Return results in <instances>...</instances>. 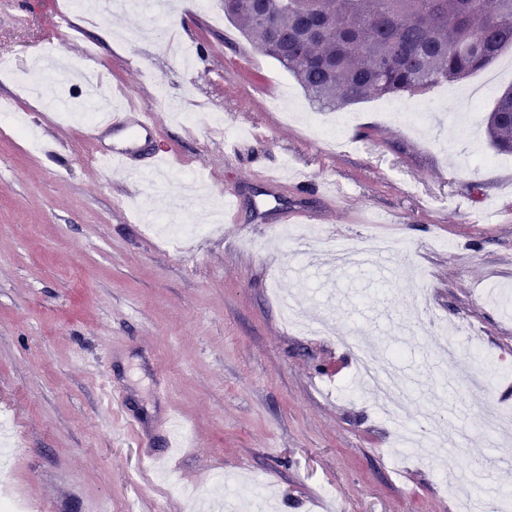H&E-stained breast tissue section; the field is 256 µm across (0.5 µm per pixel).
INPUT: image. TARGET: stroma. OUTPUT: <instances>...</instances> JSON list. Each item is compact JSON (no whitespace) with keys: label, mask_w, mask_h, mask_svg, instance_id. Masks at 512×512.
I'll return each instance as SVG.
<instances>
[{"label":"stroma","mask_w":512,"mask_h":512,"mask_svg":"<svg viewBox=\"0 0 512 512\" xmlns=\"http://www.w3.org/2000/svg\"><path fill=\"white\" fill-rule=\"evenodd\" d=\"M63 0H0V103L38 134L0 119V416L15 426L0 457V502L25 512H191L156 476L172 474L202 508L232 494L277 493L280 512H458L449 476L498 512L512 501L510 436L479 434L469 400L447 395L418 312L458 325L459 366L495 361L480 394L512 410V315L486 299L512 290V155L484 119L512 85V49L467 79L423 95L336 111L311 105L291 73L247 41L222 0H176L163 22L133 9L106 19ZM183 41L192 62L169 54ZM60 52L99 78L101 99L154 112L156 132L130 172H97L76 119L84 89L42 83L69 104L49 110L21 80L32 54ZM435 103L420 126L412 115ZM217 112L222 129L170 108ZM168 157L153 180L149 151ZM341 183L336 202L322 185ZM151 202L169 224L198 230L179 244L138 218ZM387 225L412 248L411 273L381 279L316 264L317 240L284 242L285 226L357 247ZM373 330L374 362L421 377L403 423L361 392L341 336ZM446 403L454 446L427 458L402 441ZM187 447L166 463V419Z\"/></svg>","instance_id":"obj_1"}]
</instances>
